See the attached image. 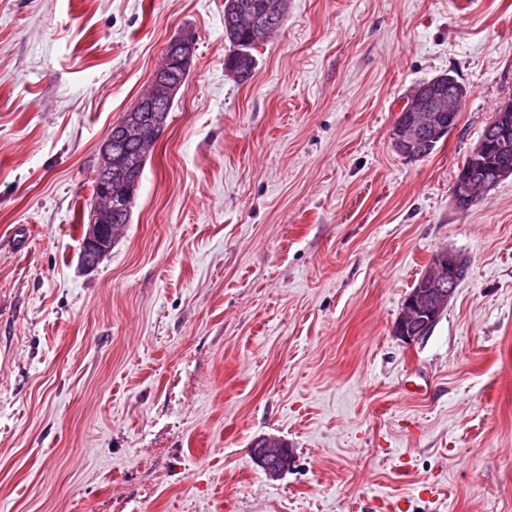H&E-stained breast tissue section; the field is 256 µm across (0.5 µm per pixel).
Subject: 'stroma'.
Masks as SVG:
<instances>
[{
	"mask_svg": "<svg viewBox=\"0 0 512 512\" xmlns=\"http://www.w3.org/2000/svg\"><path fill=\"white\" fill-rule=\"evenodd\" d=\"M185 30L131 221L84 270L99 147ZM231 51L224 0H0V512H512V177L452 194L512 101V0H288L247 80ZM442 74L458 123L406 158L397 117ZM443 248L467 274L404 343ZM466 269L463 258L457 252L449 249L436 252L404 301L395 324V336L406 343L421 338L431 321L448 307ZM419 281L423 283V288ZM439 320L431 326L430 331ZM253 456L257 464L270 478H278L293 461V453L288 443L276 436H263L256 441Z\"/></svg>",
	"mask_w": 512,
	"mask_h": 512,
	"instance_id": "obj_1",
	"label": "stroma"
}]
</instances>
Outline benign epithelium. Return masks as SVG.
Segmentation results:
<instances>
[{
  "label": "benign epithelium",
  "mask_w": 512,
  "mask_h": 512,
  "mask_svg": "<svg viewBox=\"0 0 512 512\" xmlns=\"http://www.w3.org/2000/svg\"><path fill=\"white\" fill-rule=\"evenodd\" d=\"M196 47L195 35L186 32L171 40L161 63L151 76L149 92L130 109L122 132L107 136L99 148L98 181L102 201L89 215L80 251L87 270L112 248V222H129L128 200L139 187L140 159L132 155L167 125L169 103L182 86L174 64L188 63ZM435 81L448 85V93L432 96L418 88L411 93L404 111L410 113L394 130V145L409 159L425 155L422 147L440 140L457 125L464 98L462 86L452 75H441ZM448 113L443 121L441 113ZM472 165L462 169L454 182L453 197L458 209L469 210L481 195L492 190L501 180L512 175V141L504 131L489 129L471 153ZM466 274V264L455 251L436 252L421 276L423 287L408 293L396 324L395 336L406 343L421 338L431 321L448 307L456 288ZM253 456L270 478L288 470L293 453L288 443L276 436H263L256 441Z\"/></svg>",
  "instance_id": "obj_1"
}]
</instances>
